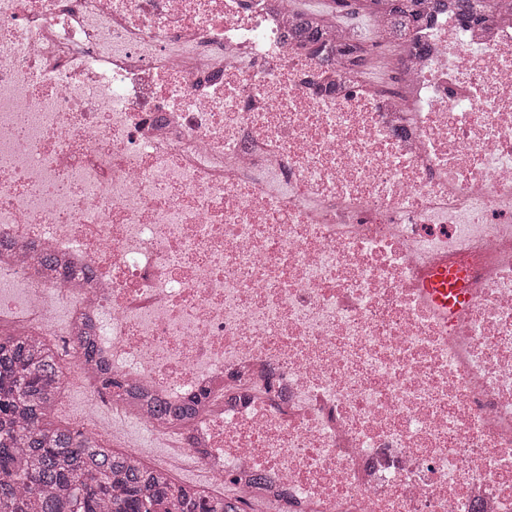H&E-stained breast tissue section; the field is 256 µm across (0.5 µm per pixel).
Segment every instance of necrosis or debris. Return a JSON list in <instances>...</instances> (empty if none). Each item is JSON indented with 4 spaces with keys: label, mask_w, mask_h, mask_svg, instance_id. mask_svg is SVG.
<instances>
[{
    "label": "necrosis or debris",
    "mask_w": 512,
    "mask_h": 512,
    "mask_svg": "<svg viewBox=\"0 0 512 512\" xmlns=\"http://www.w3.org/2000/svg\"><path fill=\"white\" fill-rule=\"evenodd\" d=\"M293 0H0V324L273 512H512V21L365 79ZM447 264L464 301L422 291ZM71 319L58 327L56 313Z\"/></svg>",
    "instance_id": "necrosis-or-debris-1"
}]
</instances>
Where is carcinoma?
I'll list each match as a JSON object with an SVG mask.
<instances>
[{
  "label": "carcinoma",
  "mask_w": 512,
  "mask_h": 512,
  "mask_svg": "<svg viewBox=\"0 0 512 512\" xmlns=\"http://www.w3.org/2000/svg\"><path fill=\"white\" fill-rule=\"evenodd\" d=\"M372 14L385 7L392 18L388 35L400 40L411 26L409 13L423 0H357ZM509 7L505 0H462L465 20L496 19ZM311 37L331 26L327 13L304 14ZM345 51L368 49L365 35L344 27ZM97 390L124 396L127 408L140 411L137 396L108 376L95 379ZM61 383L53 349L21 336L0 335V512H241L233 497L207 498L179 483L171 471L126 458L97 437L55 423ZM198 406L161 407L156 415L189 424Z\"/></svg>",
  "instance_id": "1"
}]
</instances>
